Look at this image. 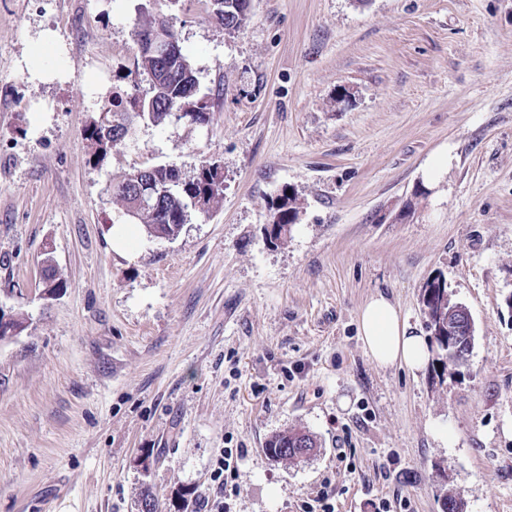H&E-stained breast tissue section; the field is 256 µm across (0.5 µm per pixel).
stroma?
Listing matches in <instances>:
<instances>
[{"instance_id":"35a3bbf8","label":"stroma","mask_w":512,"mask_h":512,"mask_svg":"<svg viewBox=\"0 0 512 512\" xmlns=\"http://www.w3.org/2000/svg\"><path fill=\"white\" fill-rule=\"evenodd\" d=\"M164 14L208 123L137 124L100 165L84 136ZM451 163L438 180L427 170ZM208 162L224 198L171 240L113 174ZM299 213L266 232L283 193ZM63 291L41 295L44 258ZM442 280L468 362L378 366L374 295L428 336ZM512 0H253L230 34L206 0H0V512H512ZM303 429L297 463L264 452ZM434 280L427 284L423 299L424 312L428 319L427 325L434 328L438 326L442 332L448 333V336H454L455 329L449 323V320L455 323L458 336H454V338L458 351L469 354L474 343V330L469 315L461 306L452 303L448 299L446 288L442 283ZM243 452L241 448H236L235 453L233 448L224 449V452L221 454V457L217 459V467H215V479L219 482V487L224 491V500L226 497L237 496L239 494V487L237 484L233 483L231 485V489L229 494H227L228 487V479L230 477L232 482L236 478V474L238 471L239 461L242 460Z\"/></svg>"}]
</instances>
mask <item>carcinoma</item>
Masks as SVG:
<instances>
[{
	"instance_id": "carcinoma-1",
	"label": "carcinoma",
	"mask_w": 512,
	"mask_h": 512,
	"mask_svg": "<svg viewBox=\"0 0 512 512\" xmlns=\"http://www.w3.org/2000/svg\"><path fill=\"white\" fill-rule=\"evenodd\" d=\"M224 9L218 14H210L211 19L224 26L230 34L241 31L250 20L252 0H223ZM168 23L161 15H154L133 26L132 39L148 34L159 24ZM135 71L150 78V91L139 93L138 86L112 93L111 99L102 107V111L118 123L112 137L101 134V119L93 120L85 129V139L91 142V156L94 163L104 161L112 147L128 137V124L137 119L146 120L155 126L172 122L173 113L182 112L184 118L199 124L210 120L211 104L199 97L196 89L197 78L187 56L183 52L169 57L155 58L139 53L133 55ZM140 180L164 183L179 177V171L172 164L147 165L140 168ZM128 173L112 177L110 189L112 196L128 209L127 215L138 221L148 235L156 238H171L180 232L184 218L183 213L189 209L192 198L203 195L207 197L209 207L219 204L224 196V175L215 163L202 165L196 175L183 183L170 185V194L163 196L152 209L137 213L130 212L127 199L128 186L124 185ZM280 216L279 225L295 223L298 214L296 198L283 196L276 205ZM424 312L428 324L439 327L445 332L448 322L455 323L456 344L458 350L469 353L474 343V330L469 315L461 306L448 299L446 288L440 282L430 281L425 288ZM317 448L314 436L304 430H292L272 436L265 450L276 460H294L305 449Z\"/></svg>"
}]
</instances>
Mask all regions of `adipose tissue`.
Listing matches in <instances>:
<instances>
[{
    "instance_id": "obj_1",
    "label": "adipose tissue",
    "mask_w": 512,
    "mask_h": 512,
    "mask_svg": "<svg viewBox=\"0 0 512 512\" xmlns=\"http://www.w3.org/2000/svg\"><path fill=\"white\" fill-rule=\"evenodd\" d=\"M360 334L372 359L382 367L402 364L417 370L428 361L426 341L411 333L395 305L384 296L371 298L359 316Z\"/></svg>"
}]
</instances>
